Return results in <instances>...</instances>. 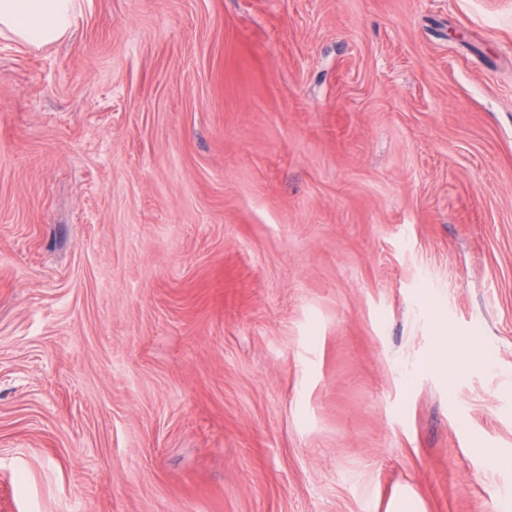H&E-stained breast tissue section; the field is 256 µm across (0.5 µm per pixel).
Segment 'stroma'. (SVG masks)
Segmentation results:
<instances>
[{
  "label": "stroma",
  "instance_id": "1",
  "mask_svg": "<svg viewBox=\"0 0 512 512\" xmlns=\"http://www.w3.org/2000/svg\"><path fill=\"white\" fill-rule=\"evenodd\" d=\"M402 495L512 512V0L0 36V512Z\"/></svg>",
  "mask_w": 512,
  "mask_h": 512
}]
</instances>
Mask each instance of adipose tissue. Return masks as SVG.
<instances>
[{
    "label": "adipose tissue",
    "instance_id": "1",
    "mask_svg": "<svg viewBox=\"0 0 512 512\" xmlns=\"http://www.w3.org/2000/svg\"><path fill=\"white\" fill-rule=\"evenodd\" d=\"M83 6L84 0H0V33L45 47L68 33Z\"/></svg>",
    "mask_w": 512,
    "mask_h": 512
}]
</instances>
